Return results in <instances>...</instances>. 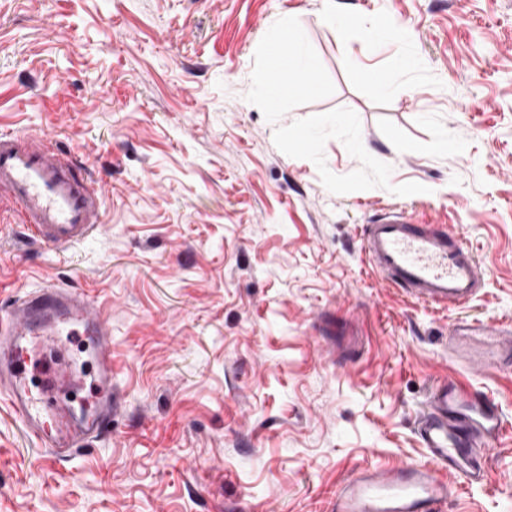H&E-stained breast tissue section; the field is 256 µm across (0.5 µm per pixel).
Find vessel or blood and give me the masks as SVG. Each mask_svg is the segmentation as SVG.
Returning a JSON list of instances; mask_svg holds the SVG:
<instances>
[{
    "label": "vessel or blood",
    "mask_w": 512,
    "mask_h": 512,
    "mask_svg": "<svg viewBox=\"0 0 512 512\" xmlns=\"http://www.w3.org/2000/svg\"><path fill=\"white\" fill-rule=\"evenodd\" d=\"M271 80L282 88L288 70V41L271 50ZM9 204L28 237L63 252L95 236L103 224L105 188L84 164L46 132L0 130V205ZM363 248L374 270L407 297L457 308L480 288L479 259L443 224H423L412 213L390 211L363 231ZM82 328L96 360L94 382L72 368L57 338ZM451 335L501 339L506 330L466 319ZM89 387V408L73 411L58 395ZM0 399L51 460L112 432V325L85 289L46 285L13 297L0 307ZM506 430L501 408L455 382L436 386L416 420L428 460L366 467L337 486L332 512H441L453 492L449 476L469 486L487 475L484 450Z\"/></svg>",
    "instance_id": "1"
}]
</instances>
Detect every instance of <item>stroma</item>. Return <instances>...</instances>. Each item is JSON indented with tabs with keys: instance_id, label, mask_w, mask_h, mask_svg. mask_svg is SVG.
Masks as SVG:
<instances>
[{
	"instance_id": "stroma-1",
	"label": "stroma",
	"mask_w": 512,
	"mask_h": 512,
	"mask_svg": "<svg viewBox=\"0 0 512 512\" xmlns=\"http://www.w3.org/2000/svg\"><path fill=\"white\" fill-rule=\"evenodd\" d=\"M335 3L341 31L324 0H0V129L51 133L107 194L64 253L0 227V301L95 289L114 401L111 437L54 464L0 402V512H329L351 472L425 461L433 384L512 422V362L448 340L512 325V0ZM288 19L314 88L272 112L255 48ZM393 209L456 226L474 301L372 270L363 228ZM485 461L444 512H512V425ZM450 335L460 337L485 336L501 342L502 336H510V331L506 330L504 327H492L484 323L458 319L452 324Z\"/></svg>"
}]
</instances>
